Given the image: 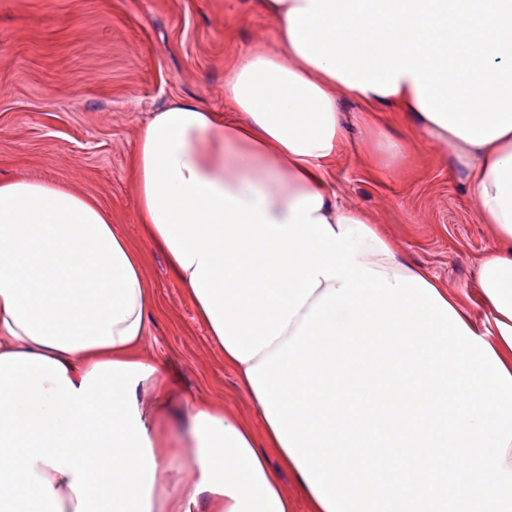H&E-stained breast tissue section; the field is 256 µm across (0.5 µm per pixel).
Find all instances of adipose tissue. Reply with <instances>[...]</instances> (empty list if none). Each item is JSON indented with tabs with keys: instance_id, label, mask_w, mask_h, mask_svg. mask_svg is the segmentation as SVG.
<instances>
[{
	"instance_id": "1",
	"label": "adipose tissue",
	"mask_w": 512,
	"mask_h": 512,
	"mask_svg": "<svg viewBox=\"0 0 512 512\" xmlns=\"http://www.w3.org/2000/svg\"><path fill=\"white\" fill-rule=\"evenodd\" d=\"M255 3L275 20L279 47L236 55L224 76L229 118L174 101L204 116L187 126L180 163L230 196L263 195L278 223L321 197L316 217L341 233L368 217L331 182L338 97L401 113L464 162L478 219L497 230L474 265L491 313L476 334L512 373V0ZM145 143L138 137L132 179L140 222L161 247ZM156 311L139 254L90 193L0 180V512H294L284 470L308 512H326L232 354L224 362L254 400L255 422L188 401L190 447L159 450L174 392L142 350Z\"/></svg>"
}]
</instances>
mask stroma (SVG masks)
<instances>
[{"label":"stroma","mask_w":512,"mask_h":512,"mask_svg":"<svg viewBox=\"0 0 512 512\" xmlns=\"http://www.w3.org/2000/svg\"><path fill=\"white\" fill-rule=\"evenodd\" d=\"M276 44L254 0H0V179L61 182L92 193L142 255L160 312L146 354L199 403L253 419L250 399L139 221L130 163L152 112L190 98L220 112L235 54ZM348 131L331 168L338 198L364 211L402 258L436 277L477 325L474 261L496 240L479 223L466 172L410 134L394 112L338 102ZM403 143L389 154L387 141Z\"/></svg>","instance_id":"35a3bbf8"}]
</instances>
